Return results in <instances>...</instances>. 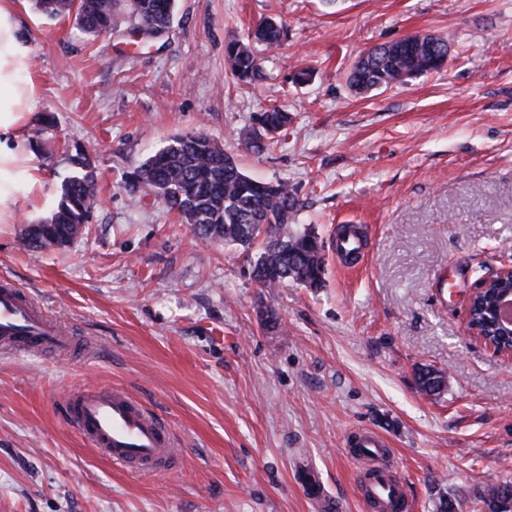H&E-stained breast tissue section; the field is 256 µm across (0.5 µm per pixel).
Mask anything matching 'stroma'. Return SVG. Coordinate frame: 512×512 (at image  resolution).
<instances>
[{"label":"stroma","instance_id":"1","mask_svg":"<svg viewBox=\"0 0 512 512\" xmlns=\"http://www.w3.org/2000/svg\"><path fill=\"white\" fill-rule=\"evenodd\" d=\"M34 59L44 182L0 224V279L70 331L67 355L0 352V512H317L300 464L342 512H369L348 446L390 443L409 512H471L512 486V358L466 332L470 290L512 265V0H176L155 38L91 37L18 0ZM274 16L262 76L234 79L225 49ZM414 34L447 38L439 71L355 93L362 54ZM312 71L309 83L294 75ZM277 146L246 144L272 107ZM222 142L247 175L290 184L294 227L323 247L322 287H259L242 246L197 239L125 175L171 137ZM91 164L99 204L82 236L39 254L28 225ZM349 226L364 250L337 256ZM446 378L426 395L417 373ZM116 387L168 427L183 460L142 475L66 421L79 388ZM254 38L270 48H279L283 45L286 35L283 27L275 18L267 17L257 24Z\"/></svg>","mask_w":512,"mask_h":512}]
</instances>
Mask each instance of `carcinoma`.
Masks as SVG:
<instances>
[{
	"instance_id": "carcinoma-1",
	"label": "carcinoma",
	"mask_w": 512,
	"mask_h": 512,
	"mask_svg": "<svg viewBox=\"0 0 512 512\" xmlns=\"http://www.w3.org/2000/svg\"><path fill=\"white\" fill-rule=\"evenodd\" d=\"M175 0H35L37 9L49 18L76 20L90 36L97 37L126 25L167 29ZM254 38L270 48L283 45L286 35L273 17L260 21ZM226 54L233 78L251 83L261 77L257 57L248 44L234 40ZM448 59V40L426 35L379 47L358 61L349 77L358 91L387 88L404 79L440 69ZM260 127L276 132L267 137L257 133L250 147L259 151L265 142L274 143L288 131V114L278 108L257 118ZM128 190L141 200L152 196L191 226L203 242H234L248 251L261 241V252L252 273L271 270L264 285L280 288L290 282L309 288L323 284L324 256L317 238L289 227L301 205L296 192L285 182L254 179L241 171L224 152V145L204 134L177 135L146 159L130 175ZM96 206L95 188L85 177L73 176L64 185L58 206L49 220L27 227L28 249L43 251L70 242L89 222ZM422 390L440 389L442 378L430 369L418 372ZM509 486L494 487L480 499L488 512H512Z\"/></svg>"
}]
</instances>
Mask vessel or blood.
<instances>
[{
  "mask_svg": "<svg viewBox=\"0 0 512 512\" xmlns=\"http://www.w3.org/2000/svg\"><path fill=\"white\" fill-rule=\"evenodd\" d=\"M0 345L35 352L70 353L73 338L39 310L23 289L0 281ZM67 421L101 456L133 472L164 470L177 456L165 424L149 414L125 391L112 388L74 391L67 406ZM307 494L323 512H334L335 502L327 501L315 472L301 476ZM365 502L378 512L390 499L403 497L396 477L361 487Z\"/></svg>",
  "mask_w": 512,
  "mask_h": 512,
  "instance_id": "vessel-or-blood-1",
  "label": "vessel or blood"
}]
</instances>
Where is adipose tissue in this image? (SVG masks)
Masks as SVG:
<instances>
[{
	"instance_id": "adipose-tissue-1",
	"label": "adipose tissue",
	"mask_w": 512,
	"mask_h": 512,
	"mask_svg": "<svg viewBox=\"0 0 512 512\" xmlns=\"http://www.w3.org/2000/svg\"><path fill=\"white\" fill-rule=\"evenodd\" d=\"M32 64L15 0H0V224L16 223L19 197L42 184L27 134L37 92Z\"/></svg>"
}]
</instances>
